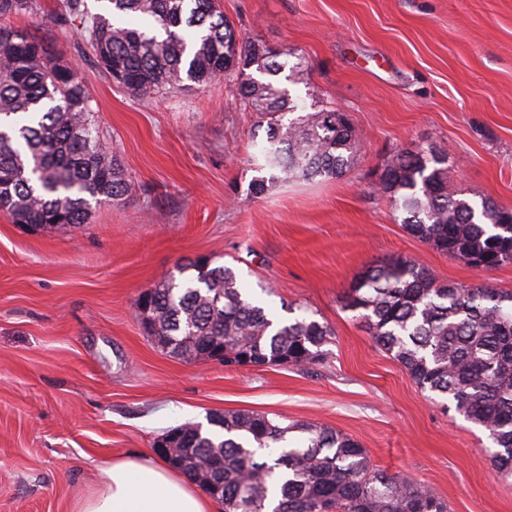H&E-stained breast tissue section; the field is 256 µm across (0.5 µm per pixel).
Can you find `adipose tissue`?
I'll use <instances>...</instances> for the list:
<instances>
[{
  "instance_id": "1",
  "label": "adipose tissue",
  "mask_w": 512,
  "mask_h": 512,
  "mask_svg": "<svg viewBox=\"0 0 512 512\" xmlns=\"http://www.w3.org/2000/svg\"><path fill=\"white\" fill-rule=\"evenodd\" d=\"M74 512H211L198 487L152 456L119 455L101 468L97 491Z\"/></svg>"
}]
</instances>
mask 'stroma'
<instances>
[{
    "mask_svg": "<svg viewBox=\"0 0 512 512\" xmlns=\"http://www.w3.org/2000/svg\"><path fill=\"white\" fill-rule=\"evenodd\" d=\"M35 2L11 25L77 65L131 186L76 228L27 233L0 214V512H72L112 456L156 455L166 430L243 409L348 434L450 512H512L487 432L418 388L344 308L354 279L397 254L443 282L512 292V265L480 272L441 254L372 189L394 154L433 146L465 196L512 210V0H220L246 40L302 58L293 97L315 90L361 133L343 177L273 183L258 199L257 116L234 86L137 99L101 72L64 0ZM198 256L233 264L271 315L300 307L327 323L324 358L227 367L157 347L137 300Z\"/></svg>",
    "mask_w": 512,
    "mask_h": 512,
    "instance_id": "obj_1",
    "label": "stroma"
}]
</instances>
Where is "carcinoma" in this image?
Wrapping results in <instances>:
<instances>
[{"mask_svg": "<svg viewBox=\"0 0 512 512\" xmlns=\"http://www.w3.org/2000/svg\"><path fill=\"white\" fill-rule=\"evenodd\" d=\"M110 16H89L85 0H66L87 28L97 64L132 94L149 98L185 80L234 82L237 103L256 113L265 137L254 143V198L268 183L328 180L358 161L359 133L345 113L306 111L279 87L295 81L293 52L246 40L218 0H107ZM32 10V0H0V19ZM88 84L60 64L44 41L0 22V212L19 226L87 223L91 203L118 201L129 179L101 138ZM374 192L402 213L409 235L477 271L512 264V210L471 201L448 180V155L433 148L398 152L376 171ZM183 279H160L141 316L151 336L178 359L196 360L224 344V365L288 356L314 364L333 331L303 315L275 321L250 298L228 265L198 259ZM371 336L418 388L451 400L488 431L491 463L512 476V292L440 282L411 256L370 267L346 297ZM305 434L284 447L287 435ZM176 454L192 481L198 467L218 489L224 512H448L432 488L374 467L362 445L330 427L284 423L266 413L227 410L208 429L179 426Z\"/></svg>", "mask_w": 512, "mask_h": 512, "instance_id": "cac0c4a2", "label": "carcinoma"}]
</instances>
